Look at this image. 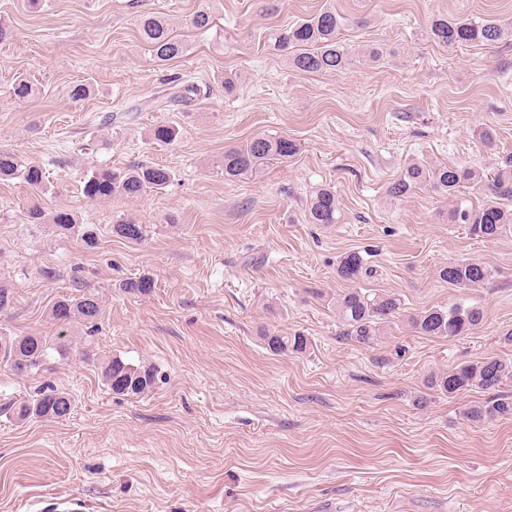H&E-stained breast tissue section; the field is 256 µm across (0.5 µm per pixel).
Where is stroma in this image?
I'll list each match as a JSON object with an SVG mask.
<instances>
[{"label":"stroma","instance_id":"obj_1","mask_svg":"<svg viewBox=\"0 0 512 512\" xmlns=\"http://www.w3.org/2000/svg\"><path fill=\"white\" fill-rule=\"evenodd\" d=\"M333 5L343 43L376 47L381 61L300 75L258 36ZM213 8L224 31L185 24ZM168 20L191 45L157 66L137 19ZM440 15L512 21V0H0V151L48 171L45 194L0 181V282L13 303L0 333L63 336L69 358L49 352L37 372L0 363V512H61L79 497L95 512H512V414L473 422L474 389L447 397L430 374L487 357L512 359V233L470 236L447 223L478 205L424 187L395 199L386 188L412 159L490 171L512 154V43L448 51L421 39ZM27 74L36 95L15 103ZM236 79L225 95V76ZM207 84L191 104L147 107L166 78ZM87 84L76 101L72 85ZM172 123L170 144L153 128ZM491 131L484 144L482 131ZM259 134L300 145L290 161L228 181L226 148ZM158 164L174 173L161 193L91 201V167ZM334 187L343 220L310 224L307 194ZM67 209L97 225V248L26 220L30 205ZM152 227L134 245L111 224ZM360 252L362 287L395 293L401 315L377 343L339 335L325 295L343 289L341 255ZM493 266L475 288L438 277L450 262ZM149 276L147 295L122 282ZM88 291L101 304L97 331L50 315L58 297ZM478 303L484 323L466 336L412 331L410 316ZM308 338L302 354L275 355L260 333ZM113 354L154 364L146 396H115L101 363ZM51 385L75 400L63 421L18 422L1 409Z\"/></svg>","mask_w":512,"mask_h":512}]
</instances>
